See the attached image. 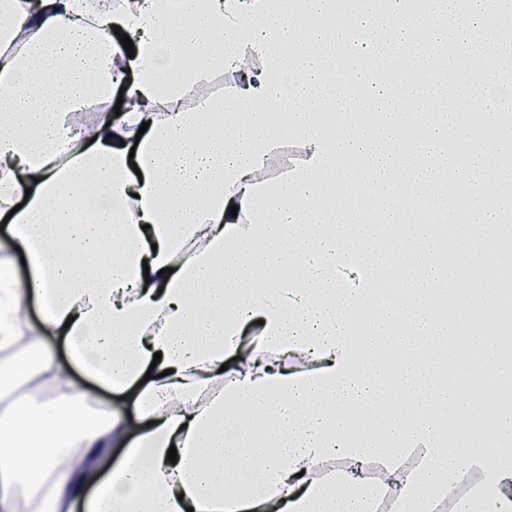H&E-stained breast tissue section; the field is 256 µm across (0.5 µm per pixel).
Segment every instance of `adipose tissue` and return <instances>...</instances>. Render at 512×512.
<instances>
[{"instance_id":"1","label":"adipose tissue","mask_w":512,"mask_h":512,"mask_svg":"<svg viewBox=\"0 0 512 512\" xmlns=\"http://www.w3.org/2000/svg\"><path fill=\"white\" fill-rule=\"evenodd\" d=\"M392 2L380 17L351 0H121L103 18L91 0H0V512H440L475 475L469 512H512V463L488 459L490 435L512 444V403L475 401L461 372L512 377L505 343L470 319L506 291L470 248L443 277L419 217L443 208L449 131L469 137L460 113L512 59L484 64L497 0ZM415 31L404 82L439 120L414 137L388 77L363 125L338 66L367 75ZM451 42L484 74L453 111L431 89ZM217 73L223 94L182 108ZM118 94L121 114L72 134L74 113ZM340 113L349 130L330 134ZM496 126L484 113V142L456 160L486 240L483 193L512 180ZM291 138L298 159L267 178ZM359 188L384 198L380 223L353 222ZM385 229L415 272L401 286L374 249ZM340 256L370 261L367 287L338 284ZM441 288L461 298L449 320Z\"/></svg>"}]
</instances>
